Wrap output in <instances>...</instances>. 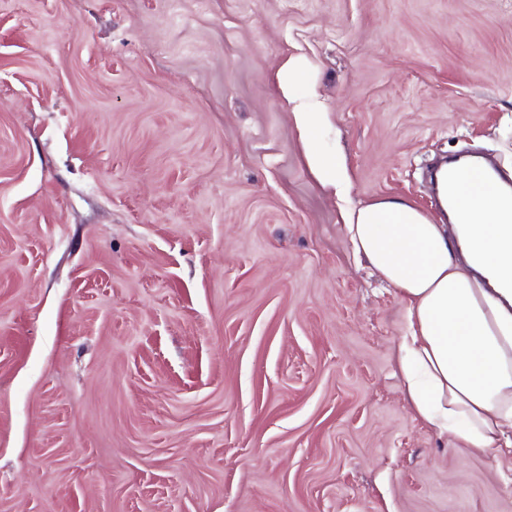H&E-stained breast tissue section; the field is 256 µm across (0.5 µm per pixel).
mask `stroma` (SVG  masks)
Here are the masks:
<instances>
[{"mask_svg":"<svg viewBox=\"0 0 512 512\" xmlns=\"http://www.w3.org/2000/svg\"><path fill=\"white\" fill-rule=\"evenodd\" d=\"M458 153L512 176V0H0V512H512L511 454L414 417L345 230L441 223ZM303 67L296 59H287L278 71L279 89L282 98L290 105L295 124L302 129L307 138L306 148L307 163L318 179L325 186H340V168L336 165V157L328 155L311 145L308 138L316 129L325 125L328 121L327 112L317 101L315 91L308 86L303 96L294 92V87L301 82Z\"/></svg>","mask_w":512,"mask_h":512,"instance_id":"1","label":"stroma"}]
</instances>
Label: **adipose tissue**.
Here are the masks:
<instances>
[{
  "label": "adipose tissue",
  "mask_w": 512,
  "mask_h": 512,
  "mask_svg": "<svg viewBox=\"0 0 512 512\" xmlns=\"http://www.w3.org/2000/svg\"><path fill=\"white\" fill-rule=\"evenodd\" d=\"M302 76L286 60L279 89L309 135L328 117L313 88L296 95ZM463 207L465 218L447 226L405 200H382L354 212L346 232L405 304L397 360L413 414L497 456L512 452V197L479 185Z\"/></svg>",
  "instance_id": "ef3b65f1"
}]
</instances>
